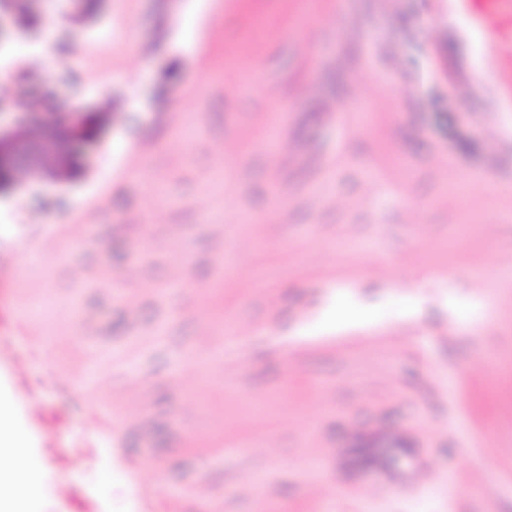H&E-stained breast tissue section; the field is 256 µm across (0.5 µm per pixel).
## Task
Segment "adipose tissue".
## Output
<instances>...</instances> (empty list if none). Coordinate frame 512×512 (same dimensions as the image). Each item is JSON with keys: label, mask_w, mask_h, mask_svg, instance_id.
Returning a JSON list of instances; mask_svg holds the SVG:
<instances>
[{"label": "adipose tissue", "mask_w": 512, "mask_h": 512, "mask_svg": "<svg viewBox=\"0 0 512 512\" xmlns=\"http://www.w3.org/2000/svg\"><path fill=\"white\" fill-rule=\"evenodd\" d=\"M42 462L18 421L9 393L0 387V512H36Z\"/></svg>", "instance_id": "obj_1"}]
</instances>
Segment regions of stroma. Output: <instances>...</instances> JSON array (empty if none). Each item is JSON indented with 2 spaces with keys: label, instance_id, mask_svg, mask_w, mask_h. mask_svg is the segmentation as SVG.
I'll use <instances>...</instances> for the list:
<instances>
[{
  "label": "stroma",
  "instance_id": "1",
  "mask_svg": "<svg viewBox=\"0 0 512 512\" xmlns=\"http://www.w3.org/2000/svg\"><path fill=\"white\" fill-rule=\"evenodd\" d=\"M31 5L0 84L95 132L0 199L15 402L66 457L40 512H512V39L483 59L453 0Z\"/></svg>",
  "mask_w": 512,
  "mask_h": 512
}]
</instances>
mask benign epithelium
<instances>
[{"instance_id":"benign-epithelium-1","label":"benign epithelium","mask_w":512,"mask_h":512,"mask_svg":"<svg viewBox=\"0 0 512 512\" xmlns=\"http://www.w3.org/2000/svg\"><path fill=\"white\" fill-rule=\"evenodd\" d=\"M79 104L70 105L64 123L46 127L44 137H35L31 129L53 120L35 112H13V121L0 123V193L16 187L17 174L24 172L33 180H60L73 158L85 159L94 143Z\"/></svg>"}]
</instances>
